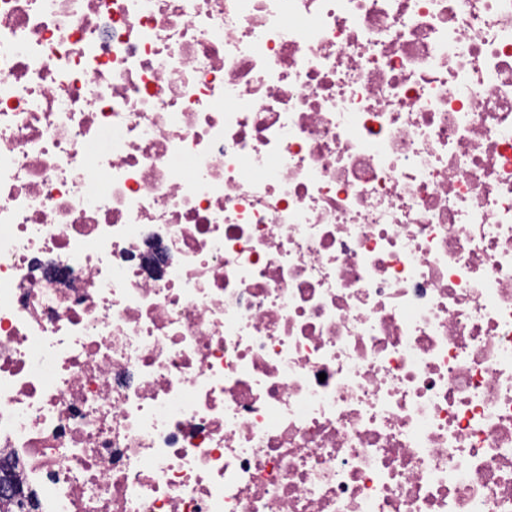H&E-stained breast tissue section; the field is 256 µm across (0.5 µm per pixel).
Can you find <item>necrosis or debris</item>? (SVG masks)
<instances>
[{"label": "necrosis or debris", "instance_id": "1", "mask_svg": "<svg viewBox=\"0 0 512 512\" xmlns=\"http://www.w3.org/2000/svg\"><path fill=\"white\" fill-rule=\"evenodd\" d=\"M6 457L38 512H512V0H0Z\"/></svg>", "mask_w": 512, "mask_h": 512}]
</instances>
